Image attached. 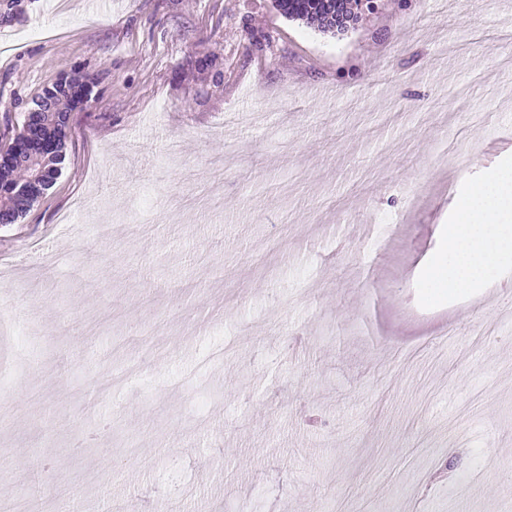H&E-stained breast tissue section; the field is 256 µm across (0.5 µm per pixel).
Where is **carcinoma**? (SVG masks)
I'll return each mask as SVG.
<instances>
[{"label":"carcinoma","mask_w":512,"mask_h":512,"mask_svg":"<svg viewBox=\"0 0 512 512\" xmlns=\"http://www.w3.org/2000/svg\"><path fill=\"white\" fill-rule=\"evenodd\" d=\"M287 17L323 31H336L324 0H275ZM97 98L94 85L79 75L63 76L24 113L11 144L0 152V224L26 215L50 189L65 159L68 112Z\"/></svg>","instance_id":"cac0c4a2"}]
</instances>
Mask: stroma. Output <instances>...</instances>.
<instances>
[{
  "instance_id": "obj_1",
  "label": "stroma",
  "mask_w": 512,
  "mask_h": 512,
  "mask_svg": "<svg viewBox=\"0 0 512 512\" xmlns=\"http://www.w3.org/2000/svg\"><path fill=\"white\" fill-rule=\"evenodd\" d=\"M374 2L335 33L274 0L0 24V150L63 74L101 90L0 224L6 493L46 466L70 512H512V265L423 277L512 168V0Z\"/></svg>"
}]
</instances>
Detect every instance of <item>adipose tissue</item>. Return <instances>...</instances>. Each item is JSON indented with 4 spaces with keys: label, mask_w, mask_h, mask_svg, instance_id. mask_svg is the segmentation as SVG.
<instances>
[{
    "label": "adipose tissue",
    "mask_w": 512,
    "mask_h": 512,
    "mask_svg": "<svg viewBox=\"0 0 512 512\" xmlns=\"http://www.w3.org/2000/svg\"><path fill=\"white\" fill-rule=\"evenodd\" d=\"M512 261V181L493 174L467 190L462 210L448 227V245L427 278L436 288L461 291L481 281L486 271Z\"/></svg>",
    "instance_id": "adipose-tissue-1"
}]
</instances>
